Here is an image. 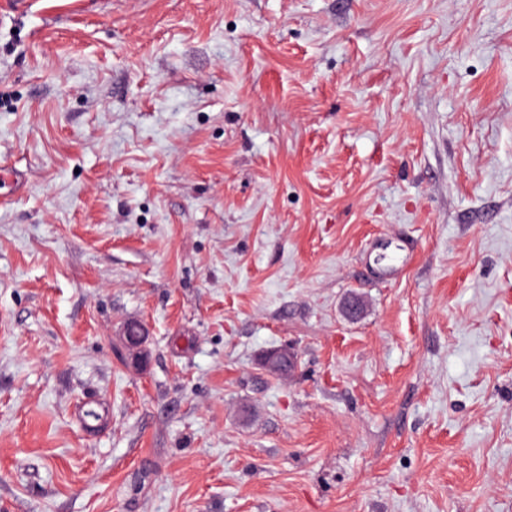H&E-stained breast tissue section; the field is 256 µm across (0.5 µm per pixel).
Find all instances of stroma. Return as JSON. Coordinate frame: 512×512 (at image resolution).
Instances as JSON below:
<instances>
[{"label":"stroma","mask_w":512,"mask_h":512,"mask_svg":"<svg viewBox=\"0 0 512 512\" xmlns=\"http://www.w3.org/2000/svg\"><path fill=\"white\" fill-rule=\"evenodd\" d=\"M1 157L0 512H512V0H0Z\"/></svg>","instance_id":"obj_1"}]
</instances>
